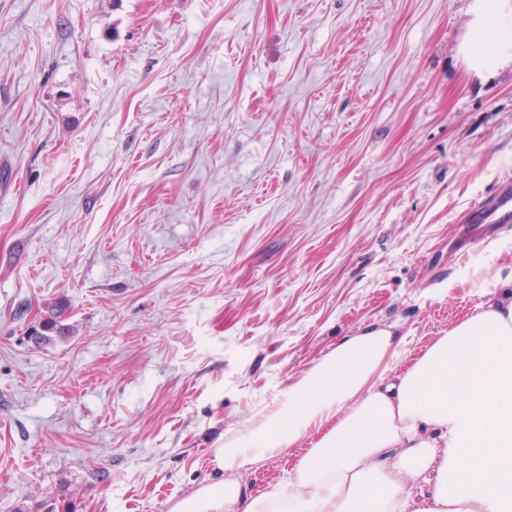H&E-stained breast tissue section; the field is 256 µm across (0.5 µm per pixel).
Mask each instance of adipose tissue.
I'll return each instance as SVG.
<instances>
[{
    "mask_svg": "<svg viewBox=\"0 0 512 512\" xmlns=\"http://www.w3.org/2000/svg\"><path fill=\"white\" fill-rule=\"evenodd\" d=\"M512 43V25L484 11L470 53ZM402 342L373 326L345 337L288 387L248 434L227 440L229 479L174 512H512V276L500 294L449 328L405 370ZM314 448L262 497L239 478L290 451Z\"/></svg>",
    "mask_w": 512,
    "mask_h": 512,
    "instance_id": "adipose-tissue-1",
    "label": "adipose tissue"
}]
</instances>
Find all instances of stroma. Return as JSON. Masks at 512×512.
Returning a JSON list of instances; mask_svg holds the SVG:
<instances>
[{
	"label": "stroma",
	"instance_id": "35a3bbf8",
	"mask_svg": "<svg viewBox=\"0 0 512 512\" xmlns=\"http://www.w3.org/2000/svg\"><path fill=\"white\" fill-rule=\"evenodd\" d=\"M478 0H0V512H172L344 337L512 275ZM65 304L67 336L26 329ZM318 439L244 478L258 497ZM470 224H510L512 222V181L505 179L494 193L471 208Z\"/></svg>",
	"mask_w": 512,
	"mask_h": 512
}]
</instances>
